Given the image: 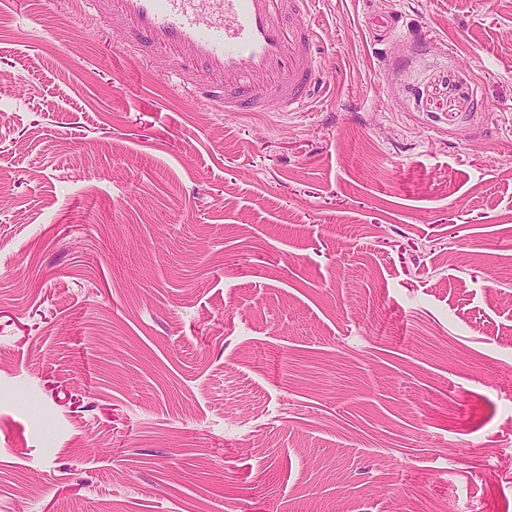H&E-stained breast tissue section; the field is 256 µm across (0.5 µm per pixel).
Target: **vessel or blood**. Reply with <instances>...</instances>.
<instances>
[{"label": "vessel or blood", "mask_w": 512, "mask_h": 512, "mask_svg": "<svg viewBox=\"0 0 512 512\" xmlns=\"http://www.w3.org/2000/svg\"><path fill=\"white\" fill-rule=\"evenodd\" d=\"M317 0H76L106 19L177 89L227 112L309 111L317 90ZM205 73L206 85L197 82ZM238 81L228 86L226 73Z\"/></svg>", "instance_id": "obj_1"}]
</instances>
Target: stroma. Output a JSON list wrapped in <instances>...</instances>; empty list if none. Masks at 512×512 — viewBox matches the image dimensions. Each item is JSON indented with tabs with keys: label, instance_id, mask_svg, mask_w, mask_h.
<instances>
[{
	"label": "stroma",
	"instance_id": "stroma-1",
	"mask_svg": "<svg viewBox=\"0 0 512 512\" xmlns=\"http://www.w3.org/2000/svg\"><path fill=\"white\" fill-rule=\"evenodd\" d=\"M313 22L221 112L0 0V512H512V0Z\"/></svg>",
	"mask_w": 512,
	"mask_h": 512
}]
</instances>
